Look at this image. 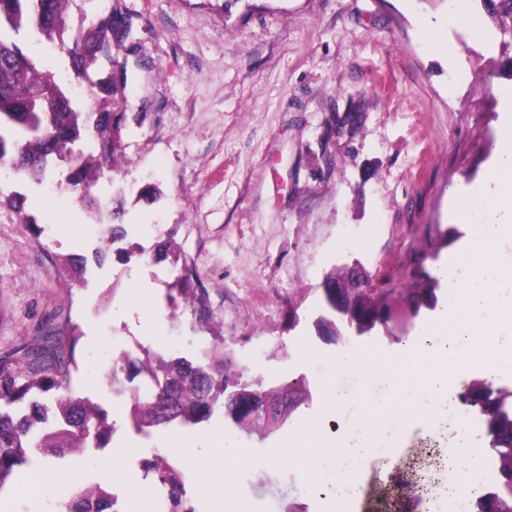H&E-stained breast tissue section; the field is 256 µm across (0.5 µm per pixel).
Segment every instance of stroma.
<instances>
[{
	"instance_id": "35a3bbf8",
	"label": "stroma",
	"mask_w": 512,
	"mask_h": 512,
	"mask_svg": "<svg viewBox=\"0 0 512 512\" xmlns=\"http://www.w3.org/2000/svg\"><path fill=\"white\" fill-rule=\"evenodd\" d=\"M120 6L131 33L112 61L127 68L126 163L101 178L93 192L107 208L124 210L127 224H157L173 232L190 260L196 287L205 289L214 331L233 357L230 375L276 386L301 378L306 390L283 426L268 436L245 434L223 417L195 426L172 425L144 435L128 425L127 383L112 384L101 351L138 342L168 358L194 357V318L170 285L179 272L165 261L121 259L115 245L90 236L92 216L53 164L55 190L34 183H0V193L27 197L35 225L0 207V348L22 347L39 336L78 326L67 391L104 408L114 432L105 447L88 445L83 467L68 459L45 464L71 473L56 488L67 497L106 481L113 451L134 447L125 483L140 497L120 495L125 512H143L154 484L144 463L168 455L187 470V500L195 512H216L178 440L214 458L208 434L236 437L262 458L290 441L308 421L337 439L352 414H323V370L338 348L381 361H399L430 312L341 345L318 337L324 312L322 283L360 263L368 287L390 309L419 287L416 269H434L450 247L448 189L464 187L486 168L487 146L500 132V91L512 85L502 60L512 37L496 32L480 0H456L462 22L448 19L447 0H71L73 22H89ZM453 43L455 56L444 47ZM154 203L138 200L146 187ZM53 227L44 237L41 225ZM105 251L94 264V251ZM454 436L412 432L406 463H418L422 512H446L441 467ZM292 461L237 474L230 487L240 512H342L334 488L302 495Z\"/></svg>"
}]
</instances>
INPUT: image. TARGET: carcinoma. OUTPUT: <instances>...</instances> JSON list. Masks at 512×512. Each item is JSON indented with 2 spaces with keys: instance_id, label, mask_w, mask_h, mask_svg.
<instances>
[{
  "instance_id": "carcinoma-1",
  "label": "carcinoma",
  "mask_w": 512,
  "mask_h": 512,
  "mask_svg": "<svg viewBox=\"0 0 512 512\" xmlns=\"http://www.w3.org/2000/svg\"><path fill=\"white\" fill-rule=\"evenodd\" d=\"M71 0H0V168L11 171L21 181L41 182L50 162L60 159L80 140H91L95 152L82 153L73 169L80 176L79 199L83 207L96 210L95 199L88 192L89 182L104 170H117L116 158L121 148V125L126 113L114 111L126 85L106 79L92 80L101 59H112V50L130 35L131 25L122 12L102 13L88 26L73 28L69 24L68 4ZM495 27L504 36H512V0H482ZM25 33L54 44L69 61L72 78L85 82L93 105L90 113L82 112L66 94L65 88L49 72L39 70L37 59L28 55L18 43ZM0 205L8 206L29 224L35 217L27 214L22 195L0 196ZM153 257L157 262L168 259L184 265L173 285L191 297L190 307L198 323L208 321L212 313L204 294L195 288L192 272L185 269L171 241L158 243ZM425 282L408 296L409 312L434 310L438 305L440 281L430 271H423ZM354 306L361 336L376 326L394 322L397 317L381 307L366 289L354 296ZM326 314L317 326L329 336L328 343L340 339L336 329L335 303L325 304ZM80 336L73 333L68 340L46 337L36 347L9 348L0 352V490L9 480L36 461L66 454L77 455L88 438L109 440L112 426L98 406L71 395L54 397L50 393L67 387L70 367L76 365L75 353ZM231 352L224 343H211L199 349L194 360L167 359L141 348L121 357L111 368L112 382L125 374L131 384L141 376L155 380V389L146 396L132 390L133 404L129 414L132 427L145 433L153 427L170 425L194 426L209 420L215 413L251 432V427L273 425L262 415L227 414L229 376L224 365ZM242 400L275 393L263 382L237 383ZM467 413L484 421L492 448L491 458L501 464L512 457V389L499 387L479 377L464 384L456 394ZM146 473L155 484L170 490L171 512H188L183 499L184 475L165 456H157L145 464ZM117 498L112 486L97 483L77 491L63 503L64 512H114ZM474 512H512V474L498 469V481L479 495Z\"/></svg>"
}]
</instances>
